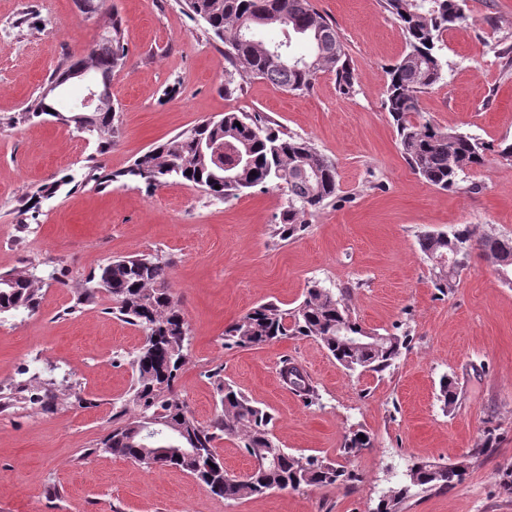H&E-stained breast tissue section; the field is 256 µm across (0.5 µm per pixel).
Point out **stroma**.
<instances>
[{"label":"stroma","instance_id":"1","mask_svg":"<svg viewBox=\"0 0 512 512\" xmlns=\"http://www.w3.org/2000/svg\"><path fill=\"white\" fill-rule=\"evenodd\" d=\"M312 3L352 62L349 92L322 72L305 94L250 76L226 96L224 45L182 0H108L127 48L111 84L119 109L112 148L99 152L97 141L48 115L0 129V273H54L34 313L0 315V388L35 376L87 401L0 412V512H377L421 460L462 464L465 475L447 491L412 489L401 512H512V287L475 253L454 291L441 294L418 244L464 224L512 237V162L498 153L512 143V57L502 53L512 46V0H467L466 23L444 37L445 77L419 98L425 118L486 149L485 166L453 191L423 182L399 149L383 101L405 40L381 0ZM98 39L75 0H0V114L24 111L64 52L83 54ZM227 112L267 115L335 162V198L296 236L278 233L287 205L278 189L218 201L182 183L118 180L153 146ZM52 184L57 192L19 218L21 199ZM135 254L172 262L168 287L190 329L177 390L192 415L212 419L210 376L220 373L272 415L281 447L339 462L360 482L227 501L181 470L97 451L132 390L144 333L109 314L107 296L75 300L90 275ZM316 282L350 288L349 306L367 330L408 334L390 370L347 373L320 343L298 336L225 348L233 321L269 301L293 308ZM287 358L310 376L315 403L282 383ZM446 375L461 391L450 409L439 400ZM357 430L370 446L343 455ZM488 433L496 452L470 457Z\"/></svg>","mask_w":512,"mask_h":512}]
</instances>
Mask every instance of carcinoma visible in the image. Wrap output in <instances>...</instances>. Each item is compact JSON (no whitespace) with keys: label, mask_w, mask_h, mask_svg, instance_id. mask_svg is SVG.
Returning a JSON list of instances; mask_svg holds the SVG:
<instances>
[{"label":"carcinoma","mask_w":512,"mask_h":512,"mask_svg":"<svg viewBox=\"0 0 512 512\" xmlns=\"http://www.w3.org/2000/svg\"><path fill=\"white\" fill-rule=\"evenodd\" d=\"M384 10L400 26L405 52L390 66L384 108L396 128L401 153L410 169L425 183L438 190L457 188L461 176L485 164L484 147L474 137L454 129L441 128L419 119L420 94L439 83L445 62L442 56L444 34L466 20L464 0H382ZM188 11L203 21L212 36L224 43L228 63L224 93L241 89L235 76L249 75L268 80L291 93H304L313 87L320 72L336 74L343 89L352 86L354 75L349 57L336 30L313 6L312 0H184ZM112 37H102L84 54L64 55L47 79V84L66 85L70 71L83 63L92 67L102 85L126 62L124 23L117 13L109 16ZM277 26L288 53L268 54V43L256 38V31ZM304 39L312 46L311 58L317 66L307 69L293 57V40ZM48 100L38 94L25 112L5 119L18 122L46 114ZM117 112H94L72 120L74 128L89 138L101 140V148L112 144L118 131ZM239 125H234V122ZM274 122L258 113L226 112L224 116L184 130L136 158L117 174L127 183L163 185L191 183L208 195L227 200L247 191L287 189V209L282 214L281 234L291 237L301 231L303 216L324 207L336 197V164L310 142L273 128ZM224 144V157L215 163L200 154L206 142ZM191 174H186V171ZM56 191V186L40 188L20 209L26 214L38 208L40 199ZM423 254L430 261L433 285L450 293L462 268L452 264L457 257L469 260L473 250L495 266L501 279L512 286V238L479 234L465 224L448 235L428 232L419 239ZM170 261L159 256L136 255L112 260L99 274L90 276L77 297L81 304L98 293L113 303L109 313L141 328L145 341L132 360L135 374L129 402L137 413L127 416L122 405V423L100 442L97 451L125 457L144 467H173L198 479L213 493L228 501L262 494L270 489L302 486H340L356 480L345 466L316 456L286 452L274 440L270 429L273 417L264 408L212 375L218 395L217 414L203 424L189 412L176 390V383L187 359L189 326L167 284ZM40 279L22 272L0 273V315L33 311L37 306ZM349 288L335 293L313 283L302 302L283 309L274 302L260 304L224 329L227 348L265 345L288 336L319 341L346 370L361 374H381L393 366L407 336L381 335L356 344L354 337L368 335L353 317L346 302ZM283 383L298 396L309 398L314 389L306 371L287 362L280 369ZM15 393L31 405L52 411L57 395L42 384L28 382L15 387ZM440 401L446 409L459 401L457 382L451 376L440 380ZM157 431L149 446H140L143 431ZM179 434L202 455L168 454L161 448L169 437ZM225 436H236L242 450L255 459L251 474L243 479L224 470L216 443ZM464 468L458 464L415 462L409 469V484L383 496L377 512H398L414 487L423 490L449 489L461 481Z\"/></svg>","instance_id":"carcinoma-1"}]
</instances>
